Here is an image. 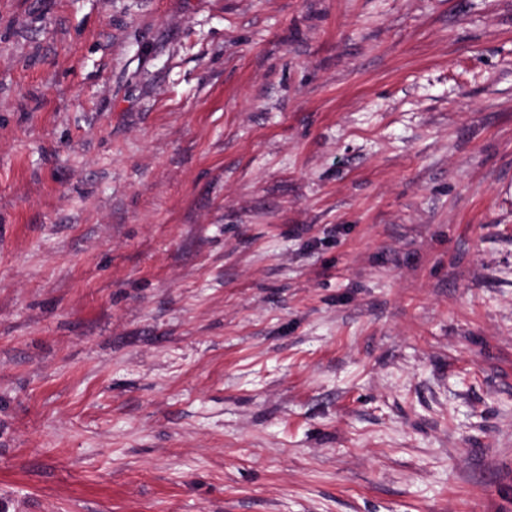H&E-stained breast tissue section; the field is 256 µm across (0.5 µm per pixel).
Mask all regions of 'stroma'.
I'll return each instance as SVG.
<instances>
[{
    "mask_svg": "<svg viewBox=\"0 0 512 512\" xmlns=\"http://www.w3.org/2000/svg\"><path fill=\"white\" fill-rule=\"evenodd\" d=\"M0 512H512V0H0Z\"/></svg>",
    "mask_w": 512,
    "mask_h": 512,
    "instance_id": "stroma-1",
    "label": "stroma"
}]
</instances>
